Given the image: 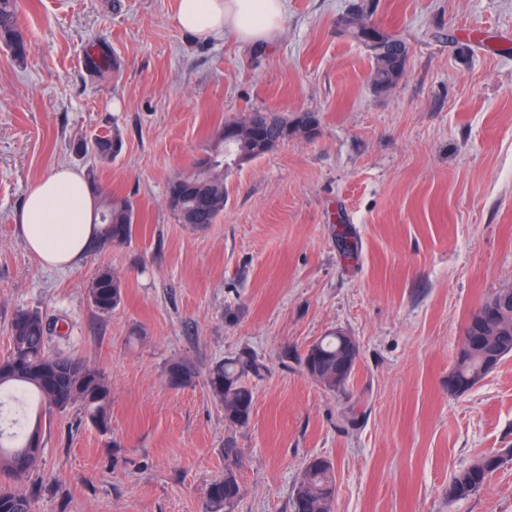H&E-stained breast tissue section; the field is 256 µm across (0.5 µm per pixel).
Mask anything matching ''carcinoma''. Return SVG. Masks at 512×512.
Returning <instances> with one entry per match:
<instances>
[{
	"instance_id": "carcinoma-1",
	"label": "carcinoma",
	"mask_w": 512,
	"mask_h": 512,
	"mask_svg": "<svg viewBox=\"0 0 512 512\" xmlns=\"http://www.w3.org/2000/svg\"><path fill=\"white\" fill-rule=\"evenodd\" d=\"M18 0H0V46L16 61L25 59L26 37L18 26ZM382 27L377 37L381 53H370L373 87H393L403 77L408 49L401 38L390 39ZM320 119L307 111L291 117L268 112L259 121L246 117L229 121L214 141L204 148L190 172L177 176L168 184V205L174 220L196 228L213 224L224 212V174L234 169L237 157L243 163L254 162L295 133L307 137L316 134ZM76 152L92 154L100 161L116 159L122 150L118 133L81 138ZM135 208L128 197L107 195L98 212V223L105 225L101 237L93 244L97 249L121 247L131 242ZM88 298L103 316L112 314L123 301V281L110 267L99 269L88 285ZM482 306L506 308L512 313V295L499 289L487 297ZM10 351L0 358V392L33 393L46 411L77 409L95 426L107 429L112 399V381L98 366L83 359L54 354L47 347L49 323L37 309L16 310L8 325ZM344 334L332 332L316 341L299 358L301 365L313 362L321 372L336 364V352L344 343ZM178 369L176 385L186 386L196 378V369L184 360L170 363L167 372ZM265 365L255 355L243 352L213 365L206 384L213 399L224 410V420L234 427L249 424L254 407V391L246 378H258ZM455 392L465 393L485 376L484 361L477 348L460 351L452 373ZM43 438L40 426L25 433L9 436L0 432V512H32L31 497L17 487L38 470L42 458ZM503 459L481 455L457 470L448 484V498L462 500L477 492L486 476L493 474ZM336 491L334 463L321 456L310 458L295 483L291 496L292 512H333ZM237 474L225 470L213 479L207 490L205 512H233L240 497Z\"/></svg>"
}]
</instances>
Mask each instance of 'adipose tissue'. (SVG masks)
<instances>
[{
  "instance_id": "obj_1",
  "label": "adipose tissue",
  "mask_w": 512,
  "mask_h": 512,
  "mask_svg": "<svg viewBox=\"0 0 512 512\" xmlns=\"http://www.w3.org/2000/svg\"><path fill=\"white\" fill-rule=\"evenodd\" d=\"M285 0H177L179 27L205 41L231 34L253 49L278 39ZM97 197L85 173L56 167L33 182L15 221L21 239L37 263L46 269L76 267L99 234Z\"/></svg>"
}]
</instances>
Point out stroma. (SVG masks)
I'll return each instance as SVG.
<instances>
[{
    "label": "stroma",
    "mask_w": 512,
    "mask_h": 512,
    "mask_svg": "<svg viewBox=\"0 0 512 512\" xmlns=\"http://www.w3.org/2000/svg\"><path fill=\"white\" fill-rule=\"evenodd\" d=\"M354 2L287 0L282 34L255 52L184 33L176 0H20L28 54L0 50V356L14 311L34 308L57 326L52 352L112 379L107 430L35 410L32 512H203L230 444L234 512H291L314 456L335 464L334 512H512V459L469 498L446 496L455 471L512 448V355L448 391L468 318L512 286V0H373L409 49L382 93L338 28ZM254 110L312 111L320 126L229 172L216 223H176L169 182ZM116 132L114 161L73 150ZM60 165L137 214L130 244L64 271L42 268L15 225ZM102 266L124 282L108 316L86 292ZM331 331L359 345L336 393L299 363ZM243 350L267 370L235 428L206 377ZM180 359L198 373L184 387L166 374Z\"/></svg>",
    "instance_id": "obj_1"
}]
</instances>
